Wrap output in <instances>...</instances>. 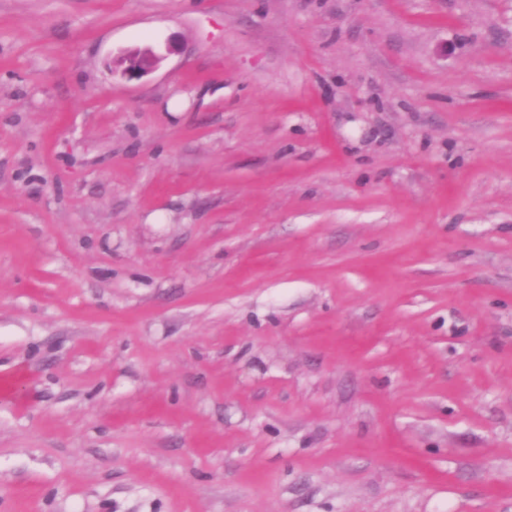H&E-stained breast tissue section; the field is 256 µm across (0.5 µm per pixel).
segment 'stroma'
<instances>
[{"label":"stroma","instance_id":"35a3bbf8","mask_svg":"<svg viewBox=\"0 0 512 512\" xmlns=\"http://www.w3.org/2000/svg\"><path fill=\"white\" fill-rule=\"evenodd\" d=\"M0 512H512V0H0Z\"/></svg>","mask_w":512,"mask_h":512}]
</instances>
